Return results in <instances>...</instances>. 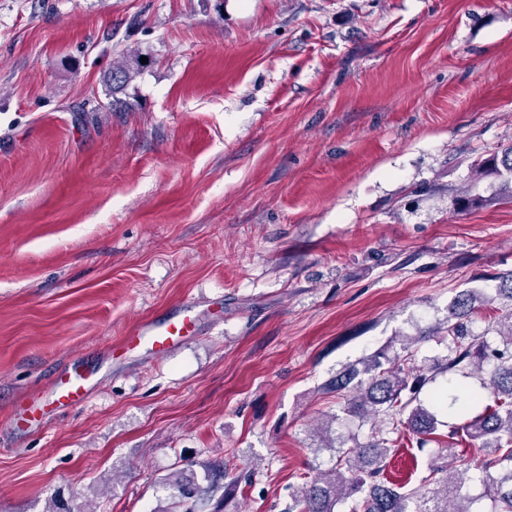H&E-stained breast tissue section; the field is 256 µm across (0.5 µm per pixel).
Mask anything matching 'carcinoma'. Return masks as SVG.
<instances>
[{
    "label": "carcinoma",
    "mask_w": 512,
    "mask_h": 512,
    "mask_svg": "<svg viewBox=\"0 0 512 512\" xmlns=\"http://www.w3.org/2000/svg\"><path fill=\"white\" fill-rule=\"evenodd\" d=\"M136 57H127L112 66V91L123 88L139 72ZM473 186L456 197L457 210L466 212L482 206L483 196L475 186L494 176L512 202V145L474 162ZM490 288L467 291L448 309L446 326L436 328L451 338L446 372L460 371L474 378L478 386L448 382L433 406L454 414L461 423L448 426V435L436 439L435 465L430 468L423 491L406 490L384 477V468L396 440L374 428L368 440L351 448L337 449L333 468L318 473L290 494L285 512H338V506L351 502L350 512H476L474 505L484 497L494 504L493 512H512V307L498 317L496 327L503 348L491 345L470 328L471 317L479 306L500 298L512 302V271L489 277ZM430 334L425 332L401 340L406 356L389 358L380 349L363 360V367H350L331 379L325 390L343 400L344 411L365 422L380 420L391 432H406L420 443L437 431V415L428 409L422 395L435 380V370L416 362L413 351ZM389 367H384V364ZM480 442L486 458L473 465L448 471L445 461L456 458L460 436ZM213 469L203 476H185L176 471L169 478L172 502L163 512H195V502L219 489L226 498L236 483L225 486ZM477 483L483 493L473 496L469 485Z\"/></svg>",
    "instance_id": "carcinoma-1"
}]
</instances>
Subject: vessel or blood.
<instances>
[{
  "label": "vessel or blood",
  "mask_w": 512,
  "mask_h": 512,
  "mask_svg": "<svg viewBox=\"0 0 512 512\" xmlns=\"http://www.w3.org/2000/svg\"><path fill=\"white\" fill-rule=\"evenodd\" d=\"M196 331V314L187 308L164 319L144 318L125 335L124 349L157 357L171 352ZM91 394L90 374L82 361H73L68 371L53 380L52 390L42 400L30 399L17 413L16 424L30 426L43 420L50 409H64L86 402Z\"/></svg>",
  "instance_id": "obj_1"
}]
</instances>
